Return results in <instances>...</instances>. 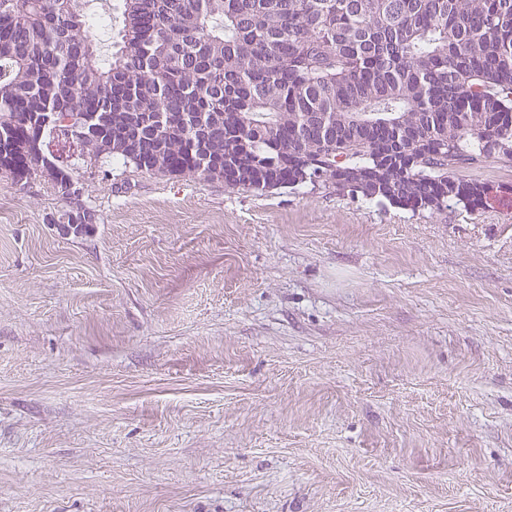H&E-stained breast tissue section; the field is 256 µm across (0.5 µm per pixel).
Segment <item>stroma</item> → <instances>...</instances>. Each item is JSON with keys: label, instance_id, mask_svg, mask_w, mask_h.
Segmentation results:
<instances>
[{"label": "stroma", "instance_id": "35a3bbf8", "mask_svg": "<svg viewBox=\"0 0 512 512\" xmlns=\"http://www.w3.org/2000/svg\"><path fill=\"white\" fill-rule=\"evenodd\" d=\"M78 174L0 173V512H512V162L441 213Z\"/></svg>", "mask_w": 512, "mask_h": 512}]
</instances>
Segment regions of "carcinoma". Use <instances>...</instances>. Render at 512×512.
Returning <instances> with one entry per match:
<instances>
[{
    "label": "carcinoma",
    "instance_id": "1",
    "mask_svg": "<svg viewBox=\"0 0 512 512\" xmlns=\"http://www.w3.org/2000/svg\"><path fill=\"white\" fill-rule=\"evenodd\" d=\"M89 2L0 0V137L15 145L0 172L17 183L46 175L79 197L73 165L28 148L63 139L95 163L228 169L232 190L328 185L441 212L482 204L457 171L512 161V0H122L107 58ZM95 112L109 124L87 137L76 117ZM132 132L138 150L112 151ZM396 138L418 148L413 166L379 159Z\"/></svg>",
    "mask_w": 512,
    "mask_h": 512
}]
</instances>
